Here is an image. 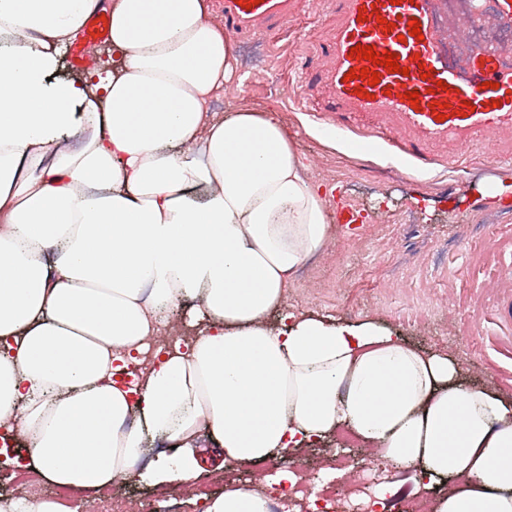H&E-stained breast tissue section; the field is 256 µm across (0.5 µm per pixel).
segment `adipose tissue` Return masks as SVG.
<instances>
[{
	"instance_id": "1",
	"label": "adipose tissue",
	"mask_w": 512,
	"mask_h": 512,
	"mask_svg": "<svg viewBox=\"0 0 512 512\" xmlns=\"http://www.w3.org/2000/svg\"><path fill=\"white\" fill-rule=\"evenodd\" d=\"M99 5L0 0V430L28 439L13 465L95 493L159 439L175 452L141 472L156 487L199 475L204 432L239 469L345 431L415 490L450 478L432 512H512V402L374 321L285 311L328 236L322 192L274 116L212 112L234 56L207 0H109L111 69L56 81ZM182 298L195 340L151 350ZM277 309L286 329L264 322ZM147 353L136 390L118 385ZM199 512L269 506L230 486Z\"/></svg>"
}]
</instances>
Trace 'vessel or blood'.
<instances>
[{
	"instance_id": "b4317fda",
	"label": "vessel or blood",
	"mask_w": 512,
	"mask_h": 512,
	"mask_svg": "<svg viewBox=\"0 0 512 512\" xmlns=\"http://www.w3.org/2000/svg\"><path fill=\"white\" fill-rule=\"evenodd\" d=\"M337 17L331 36L317 47V64L304 76L306 86L321 97L326 121L344 130L350 119L367 118L375 134L391 137L395 155L413 170L440 161L445 148L461 150L472 141L493 143L512 131V56L497 45L472 48L461 60H449L441 47L437 0H327ZM299 0H260L245 8L239 0H218L224 29L231 35L272 33L296 12ZM418 21L422 34L410 33ZM392 22L384 30L383 22ZM111 23L101 11L86 20L80 40L70 47L74 67L88 63L94 49L110 39ZM392 52L398 72L351 57L356 45ZM369 68L378 84L348 78L350 70ZM419 94L411 105L405 94ZM445 121H438L439 112Z\"/></svg>"
}]
</instances>
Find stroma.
<instances>
[{
    "mask_svg": "<svg viewBox=\"0 0 512 512\" xmlns=\"http://www.w3.org/2000/svg\"><path fill=\"white\" fill-rule=\"evenodd\" d=\"M336 17L323 0H306L278 32L234 40L238 74L213 104L269 112L297 144L304 177L325 196L331 232L301 267L286 306L349 322L372 320L427 352L457 360L469 386H492L512 401V203L487 196L495 183L512 186V164L473 145L456 162L412 173L387 149L360 148V132H334L316 120V100L296 85L312 67ZM349 204L368 213L358 231L337 222ZM339 448L367 489L390 480L393 467L361 445L325 439L307 449L300 477L323 476L325 449Z\"/></svg>",
    "mask_w": 512,
    "mask_h": 512,
    "instance_id": "1",
    "label": "stroma"
}]
</instances>
